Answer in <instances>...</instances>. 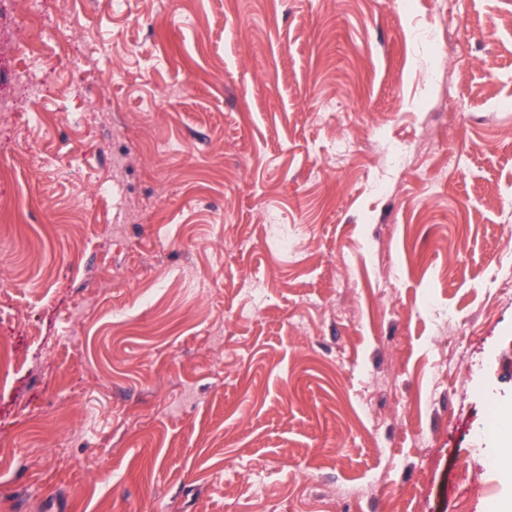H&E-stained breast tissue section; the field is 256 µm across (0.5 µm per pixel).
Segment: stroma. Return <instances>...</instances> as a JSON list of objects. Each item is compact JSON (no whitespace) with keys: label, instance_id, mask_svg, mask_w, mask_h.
I'll list each match as a JSON object with an SVG mask.
<instances>
[{"label":"stroma","instance_id":"1","mask_svg":"<svg viewBox=\"0 0 512 512\" xmlns=\"http://www.w3.org/2000/svg\"><path fill=\"white\" fill-rule=\"evenodd\" d=\"M37 8L0 0V512H490L512 0Z\"/></svg>","mask_w":512,"mask_h":512}]
</instances>
